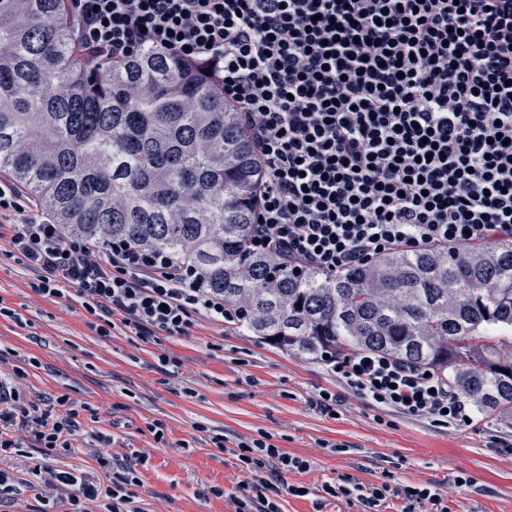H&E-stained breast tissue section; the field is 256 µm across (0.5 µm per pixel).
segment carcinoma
<instances>
[{"label":"carcinoma","mask_w":512,"mask_h":512,"mask_svg":"<svg viewBox=\"0 0 512 512\" xmlns=\"http://www.w3.org/2000/svg\"><path fill=\"white\" fill-rule=\"evenodd\" d=\"M262 170L201 68L146 50L93 71L65 0H0V172L65 235L166 252L262 343L419 364L512 424V239L297 274L249 248Z\"/></svg>","instance_id":"1"}]
</instances>
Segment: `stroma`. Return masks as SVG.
I'll return each instance as SVG.
<instances>
[{"label":"stroma","mask_w":512,"mask_h":512,"mask_svg":"<svg viewBox=\"0 0 512 512\" xmlns=\"http://www.w3.org/2000/svg\"><path fill=\"white\" fill-rule=\"evenodd\" d=\"M0 239V303L21 323L0 317V376L11 379L20 406L35 402L60 413L64 395L77 409L72 448L44 456L16 427L0 428L14 448L0 468L14 475L17 494L0 512H32L38 492L33 469L47 464L85 477L101 491L112 477L96 462L107 443L114 459L139 452L135 488L142 512H235L245 483L302 484L308 496L281 493V512H363L357 500L324 496L322 487L352 478L364 484L392 473L399 488L431 483L447 512H512V427L474 414L470 425L439 426L370 402L348 389L320 360L291 355L248 332L205 316L184 336L144 338L101 321L70 298L41 295ZM336 393L334 413L312 406L320 390ZM163 441H156L154 424ZM265 432L284 451L310 460L304 473L275 478L270 468L246 474L232 449L237 438ZM224 435L225 449L211 439ZM468 486L449 484L457 473ZM223 488V497L208 487Z\"/></svg>","instance_id":"35a3bbf8"}]
</instances>
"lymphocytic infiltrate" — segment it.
I'll use <instances>...</instances> for the list:
<instances>
[{"instance_id": "lymphocytic-infiltrate-1", "label": "lymphocytic infiltrate", "mask_w": 512, "mask_h": 512, "mask_svg": "<svg viewBox=\"0 0 512 512\" xmlns=\"http://www.w3.org/2000/svg\"><path fill=\"white\" fill-rule=\"evenodd\" d=\"M91 63L169 50L225 82L264 167L250 246L295 269L336 274L397 247L457 249L512 239V0H69ZM0 223L41 294L75 293L102 313L109 335L184 336L201 314L234 316L199 275L167 253L116 241L106 257L58 225L0 176ZM329 369L361 397L442 426L472 414L447 377L381 353L332 356ZM45 454L71 448L74 414L26 408ZM243 471L302 473L307 459L241 438ZM114 469L103 512H141L130 485L146 458ZM65 488L68 512H87L95 484L74 473L35 471ZM369 512L402 497L401 512H446L432 484L397 491L389 480L327 484Z\"/></svg>"}]
</instances>
